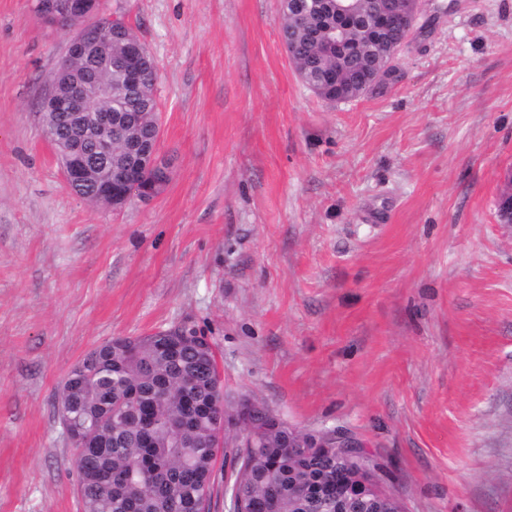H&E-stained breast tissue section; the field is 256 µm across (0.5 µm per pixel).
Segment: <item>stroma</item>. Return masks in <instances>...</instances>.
<instances>
[{"mask_svg":"<svg viewBox=\"0 0 512 512\" xmlns=\"http://www.w3.org/2000/svg\"><path fill=\"white\" fill-rule=\"evenodd\" d=\"M0 0V512H78L56 415L95 344L188 327L224 393L345 429L405 512H512V0H421L384 93L336 104L279 0H101L159 71L165 191H71L40 103L69 38Z\"/></svg>","mask_w":512,"mask_h":512,"instance_id":"1","label":"stroma"}]
</instances>
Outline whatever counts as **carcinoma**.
Instances as JSON below:
<instances>
[{"label":"carcinoma","instance_id":"obj_1","mask_svg":"<svg viewBox=\"0 0 512 512\" xmlns=\"http://www.w3.org/2000/svg\"><path fill=\"white\" fill-rule=\"evenodd\" d=\"M332 2L280 0L282 41L299 79L330 102L326 73L347 81L367 70L380 71L371 92L398 81L397 65L380 53L371 25L379 0H360V21L345 32L363 43L362 54L338 61L319 48L320 24L331 18L316 14L313 5ZM102 80L112 94L93 98V106L140 116V138L154 139V60L145 61L140 84L133 86L126 79L124 44L114 42ZM41 129L51 141L68 136V128L50 116L41 119ZM223 390L216 353L194 331L99 342L70 369L56 402L68 412L72 432L91 444L72 458L80 512H201L202 503L212 502L220 453L247 461L228 496L250 501L255 512H321L295 498L298 485L312 498L328 485L331 496L358 503L356 512H379L375 494L364 491L370 475L355 459L338 458L334 448L304 452L288 447V424L276 425L231 404L222 407ZM232 416L255 433L257 447L221 445L224 419Z\"/></svg>","mask_w":512,"mask_h":512}]
</instances>
